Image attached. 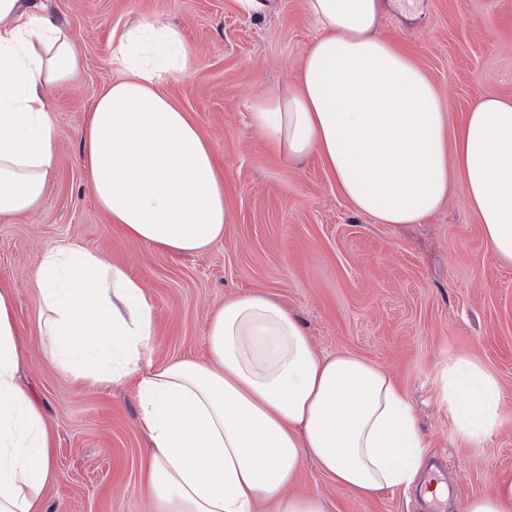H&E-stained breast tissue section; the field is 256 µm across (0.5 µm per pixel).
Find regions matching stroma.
I'll use <instances>...</instances> for the list:
<instances>
[{
  "label": "stroma",
  "instance_id": "obj_1",
  "mask_svg": "<svg viewBox=\"0 0 512 512\" xmlns=\"http://www.w3.org/2000/svg\"><path fill=\"white\" fill-rule=\"evenodd\" d=\"M75 37L81 67L51 94L56 171L25 218L0 216V286L11 290L32 391L51 442L46 512H151L141 491L148 438L133 386H76L37 339L32 274L44 251L79 244L124 266L154 307V363L205 359L210 312L262 290L299 318L323 354L350 351L390 370L415 408L431 462H445L446 512L512 480V262L487 247L459 178L418 224H377L357 214L321 158L286 161L252 126V103L299 81L302 52L320 34L306 0H281L255 18L236 0H35ZM142 21L178 27L192 74L165 82L211 144L231 222L199 254H169L123 237L98 208L81 159L87 114L112 76L113 29ZM382 33L427 76L456 135L485 95L512 98V0H390ZM466 358L501 389L499 424L481 444L461 438L437 408L441 377ZM297 490L331 512H432L416 490L360 498L304 461Z\"/></svg>",
  "mask_w": 512,
  "mask_h": 512
}]
</instances>
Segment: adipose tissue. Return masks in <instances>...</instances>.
I'll use <instances>...</instances> for the list:
<instances>
[{
    "label": "adipose tissue",
    "mask_w": 512,
    "mask_h": 512,
    "mask_svg": "<svg viewBox=\"0 0 512 512\" xmlns=\"http://www.w3.org/2000/svg\"><path fill=\"white\" fill-rule=\"evenodd\" d=\"M319 36L296 84L251 108L284 159L317 154L355 211L418 224L461 178L492 253L512 262V98L485 96L456 137L422 71L380 33L386 0H307ZM116 73L92 106L82 162L96 203L130 240L201 252L230 213L211 144L161 89L194 58L177 27L142 22L112 34ZM79 63L72 33L29 0H0V216L33 212L56 168L50 92ZM47 359L83 386L133 383L149 439L142 487L154 512H330L294 491L313 459L360 497L418 488L430 443L398 379L347 351L319 353L300 321L263 291L210 313L207 357L155 367L153 306L121 266L76 245L47 248L34 274ZM20 333L0 289V512H44L50 441L17 382ZM500 389L477 366L448 369L439 410L465 439L496 428Z\"/></svg>",
    "instance_id": "obj_1"
}]
</instances>
